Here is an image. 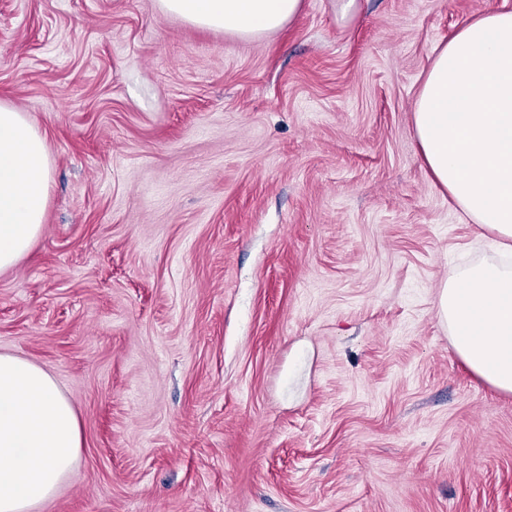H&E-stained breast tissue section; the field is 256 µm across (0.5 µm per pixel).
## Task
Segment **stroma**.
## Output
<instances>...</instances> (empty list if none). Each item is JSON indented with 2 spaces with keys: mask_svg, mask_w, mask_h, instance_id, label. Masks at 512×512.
I'll list each match as a JSON object with an SVG mask.
<instances>
[{
  "mask_svg": "<svg viewBox=\"0 0 512 512\" xmlns=\"http://www.w3.org/2000/svg\"><path fill=\"white\" fill-rule=\"evenodd\" d=\"M491 9L512 0H303L244 39L157 0H0V102L52 162L0 353L83 434L36 512H512V394L437 313L491 252L412 118Z\"/></svg>",
  "mask_w": 512,
  "mask_h": 512,
  "instance_id": "1",
  "label": "stroma"
}]
</instances>
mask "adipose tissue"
Masks as SVG:
<instances>
[{
    "label": "adipose tissue",
    "mask_w": 512,
    "mask_h": 512,
    "mask_svg": "<svg viewBox=\"0 0 512 512\" xmlns=\"http://www.w3.org/2000/svg\"><path fill=\"white\" fill-rule=\"evenodd\" d=\"M206 29L258 38L289 24L302 0H158ZM423 164L464 223L490 234L492 259L448 275L438 297L463 363L512 393V10L467 19L439 46L413 107ZM50 156L18 108L0 103V272L41 236ZM83 446L69 397L42 366L0 353V512H34L76 466Z\"/></svg>",
    "instance_id": "obj_1"
}]
</instances>
